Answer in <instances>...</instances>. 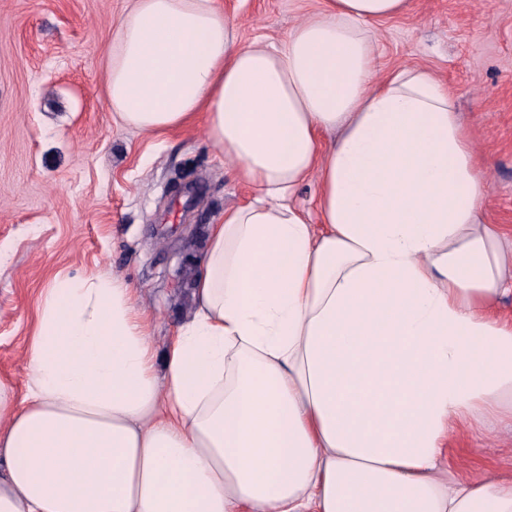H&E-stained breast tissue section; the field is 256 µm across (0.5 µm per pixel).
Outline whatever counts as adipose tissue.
<instances>
[{
    "mask_svg": "<svg viewBox=\"0 0 512 512\" xmlns=\"http://www.w3.org/2000/svg\"><path fill=\"white\" fill-rule=\"evenodd\" d=\"M408 5L325 0L245 44L218 0H127L110 112L204 117L255 195L209 226L165 352L120 279L41 294L23 398L0 381V512H512V476L449 473L453 435L512 423V252L448 85L376 70Z\"/></svg>",
    "mask_w": 512,
    "mask_h": 512,
    "instance_id": "adipose-tissue-1",
    "label": "adipose tissue"
}]
</instances>
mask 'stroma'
<instances>
[{"mask_svg": "<svg viewBox=\"0 0 512 512\" xmlns=\"http://www.w3.org/2000/svg\"><path fill=\"white\" fill-rule=\"evenodd\" d=\"M126 0H0V380L22 394L26 341L55 280L117 276L165 349L187 315L209 225L249 201L203 127L147 136L104 96V55ZM243 42H278L321 0H219ZM434 71L451 88L512 243V0H411L380 26L378 67ZM455 470L512 473V429L456 436Z\"/></svg>", "mask_w": 512, "mask_h": 512, "instance_id": "35a3bbf8", "label": "stroma"}]
</instances>
